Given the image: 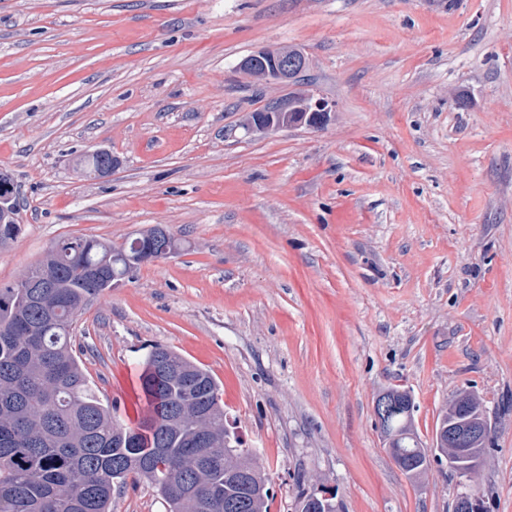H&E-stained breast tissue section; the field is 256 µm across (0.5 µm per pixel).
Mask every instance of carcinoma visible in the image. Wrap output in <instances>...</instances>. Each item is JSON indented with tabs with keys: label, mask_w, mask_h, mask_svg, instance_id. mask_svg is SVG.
I'll list each match as a JSON object with an SVG mask.
<instances>
[{
	"label": "carcinoma",
	"mask_w": 512,
	"mask_h": 512,
	"mask_svg": "<svg viewBox=\"0 0 512 512\" xmlns=\"http://www.w3.org/2000/svg\"><path fill=\"white\" fill-rule=\"evenodd\" d=\"M171 236L112 245L92 237H63L24 276L48 288L0 284V512H110L112 492L131 473L160 491L169 512H268L270 494L257 482L224 479V443L239 440L224 427L220 387L206 370L167 348L152 351L139 376L146 409L121 428L112 408L89 384L73 351L77 317L112 283L151 255L165 259ZM395 415L378 421L384 446L400 469L422 478L431 464L414 425L409 392L388 389ZM484 416L477 395L457 393L438 416L433 447L446 455L480 458L448 444V432Z\"/></svg>",
	"instance_id": "1"
}]
</instances>
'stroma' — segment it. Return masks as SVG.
<instances>
[{
    "label": "stroma",
    "mask_w": 512,
    "mask_h": 512,
    "mask_svg": "<svg viewBox=\"0 0 512 512\" xmlns=\"http://www.w3.org/2000/svg\"><path fill=\"white\" fill-rule=\"evenodd\" d=\"M512 0H0V171L21 233L15 281L62 237L180 244L75 324L100 400L137 421L141 363L207 369L272 486L338 512H452L462 488L512 512ZM301 50L259 82L241 62ZM322 98L331 119L269 134L250 113ZM106 150L108 177L82 175ZM409 390L424 443L461 390L490 426L467 480H410L383 446L379 393ZM112 512H167L129 475ZM305 65L304 56L295 49L279 47L257 50L245 58L240 67L258 80L284 82L292 79Z\"/></svg>",
    "instance_id": "obj_1"
}]
</instances>
